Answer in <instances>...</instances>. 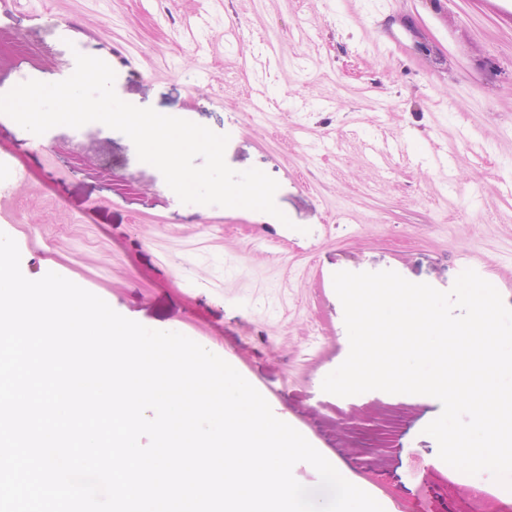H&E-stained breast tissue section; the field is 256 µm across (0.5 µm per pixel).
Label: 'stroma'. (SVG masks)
Here are the masks:
<instances>
[{
    "mask_svg": "<svg viewBox=\"0 0 512 512\" xmlns=\"http://www.w3.org/2000/svg\"><path fill=\"white\" fill-rule=\"evenodd\" d=\"M0 43L1 88L63 74L79 52L112 67L122 100L228 135L227 164L274 178L289 219L181 203L121 132L58 126L39 145L2 120L0 159L25 178L0 212L24 227L26 278L55 272L223 354L354 476L369 417L387 447L363 477L392 512H512V490L477 504L474 476L441 461L432 405L321 388L349 352L335 272L446 291L471 269L512 307V0H0ZM262 94L272 115L255 123ZM397 137L426 156L369 149Z\"/></svg>",
    "mask_w": 512,
    "mask_h": 512,
    "instance_id": "obj_1",
    "label": "stroma"
}]
</instances>
